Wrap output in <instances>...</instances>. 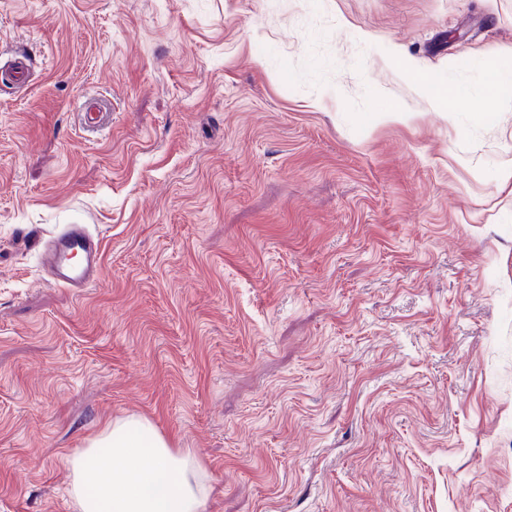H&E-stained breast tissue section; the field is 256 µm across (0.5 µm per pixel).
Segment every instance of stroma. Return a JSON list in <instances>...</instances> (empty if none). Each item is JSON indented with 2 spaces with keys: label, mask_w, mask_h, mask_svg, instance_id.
I'll return each mask as SVG.
<instances>
[{
  "label": "stroma",
  "mask_w": 512,
  "mask_h": 512,
  "mask_svg": "<svg viewBox=\"0 0 512 512\" xmlns=\"http://www.w3.org/2000/svg\"><path fill=\"white\" fill-rule=\"evenodd\" d=\"M512 0H0V512L149 418L204 512H512ZM81 223L98 282L39 243ZM486 65L488 72L494 76V79L487 84L481 105L474 108L464 101L458 103L461 110L473 112L474 118L478 121H487L497 114L496 111L503 90L496 76L502 68L512 67V48H502L494 51L488 57ZM81 256L77 266L67 261L68 255ZM45 270L55 284L83 292L98 280L101 271L100 240L84 224H68L42 246Z\"/></svg>",
  "instance_id": "obj_1"
}]
</instances>
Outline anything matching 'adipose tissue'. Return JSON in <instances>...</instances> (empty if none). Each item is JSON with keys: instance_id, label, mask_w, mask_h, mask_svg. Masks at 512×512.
<instances>
[{"instance_id": "adipose-tissue-1", "label": "adipose tissue", "mask_w": 512, "mask_h": 512, "mask_svg": "<svg viewBox=\"0 0 512 512\" xmlns=\"http://www.w3.org/2000/svg\"><path fill=\"white\" fill-rule=\"evenodd\" d=\"M486 65L492 79L473 110L479 121L496 115L503 93L497 75L512 67V48L494 51ZM66 462L76 512H202L212 491L211 477L196 456L172 447L142 416L113 421ZM106 471L112 474L108 483L102 479Z\"/></svg>"}]
</instances>
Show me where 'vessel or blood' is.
I'll use <instances>...</instances> for the list:
<instances>
[{
    "instance_id": "obj_1",
    "label": "vessel or blood",
    "mask_w": 512,
    "mask_h": 512,
    "mask_svg": "<svg viewBox=\"0 0 512 512\" xmlns=\"http://www.w3.org/2000/svg\"><path fill=\"white\" fill-rule=\"evenodd\" d=\"M45 270L58 286L76 292L91 288L101 271V245L85 225H67L42 246Z\"/></svg>"
}]
</instances>
